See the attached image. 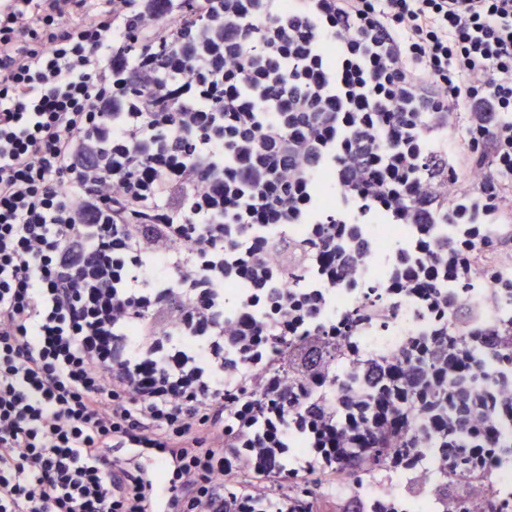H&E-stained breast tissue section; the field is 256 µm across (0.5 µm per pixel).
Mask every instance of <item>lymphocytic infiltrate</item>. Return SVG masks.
I'll return each mask as SVG.
<instances>
[{
	"mask_svg": "<svg viewBox=\"0 0 512 512\" xmlns=\"http://www.w3.org/2000/svg\"><path fill=\"white\" fill-rule=\"evenodd\" d=\"M507 241L512 0H0V512H512ZM372 252L432 320L388 354ZM367 269V276L364 280V288L367 289L368 294L362 295L357 299H353L346 295L343 291L337 289L336 291V310L341 313L358 311L363 304H370L376 302L384 305L386 298L384 296V277L382 271L383 266H379L373 258H367L364 262Z\"/></svg>",
	"mask_w": 512,
	"mask_h": 512,
	"instance_id": "lymphocytic-infiltrate-1",
	"label": "lymphocytic infiltrate"
}]
</instances>
